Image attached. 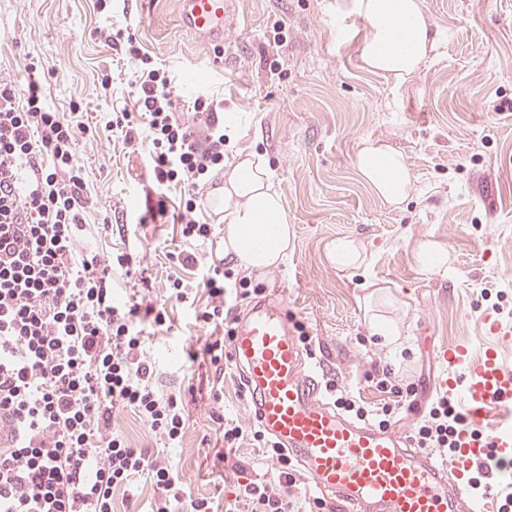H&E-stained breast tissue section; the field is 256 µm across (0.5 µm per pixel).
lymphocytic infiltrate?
<instances>
[{
  "instance_id": "obj_1",
  "label": "lymphocytic infiltrate",
  "mask_w": 512,
  "mask_h": 512,
  "mask_svg": "<svg viewBox=\"0 0 512 512\" xmlns=\"http://www.w3.org/2000/svg\"><path fill=\"white\" fill-rule=\"evenodd\" d=\"M137 67V113L114 112L107 127L129 144L144 143L158 190L180 189V224L184 242L210 239L212 227L195 214L199 187L223 169L226 153L223 102L197 98L191 116L179 112L174 80L154 66L134 35L123 43ZM26 90L0 75V512H112V494L148 476L157 493L153 512H219L213 499L191 497L169 459L149 448L131 447L113 427L125 411L136 414L163 447H179L188 414L181 395L161 393L145 350V324L166 326L165 305L116 300L112 274L122 269L138 279L141 270L131 253L101 256L84 244L86 236L114 231L111 216L90 224L94 206L79 140L98 135L79 110H51L45 103L35 63H26ZM176 266L194 270L193 279L169 280L167 299L194 304L207 296L199 319L211 327L202 352L221 399L224 366L239 302L262 295L263 287L234 279L221 259L201 260L174 250ZM394 403L370 411L338 395L336 377L324 390L338 408L356 418L373 419L386 429L415 395L386 368L376 383ZM469 423L448 394H440L417 425L416 447L454 458ZM223 440L233 446L251 439L275 462L271 478L238 480L237 499L251 512H292L290 497L300 480L288 453L260 428L225 421Z\"/></svg>"
}]
</instances>
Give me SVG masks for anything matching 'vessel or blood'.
Masks as SVG:
<instances>
[{"label":"vessel or blood","mask_w":512,"mask_h":512,"mask_svg":"<svg viewBox=\"0 0 512 512\" xmlns=\"http://www.w3.org/2000/svg\"><path fill=\"white\" fill-rule=\"evenodd\" d=\"M235 0H181L184 27L205 44H223ZM286 301L250 305L236 323L227 349L261 429L293 455L312 489L346 512H476L470 473L495 451L489 491L512 485V369L502 348H485L475 364L459 344L445 356L443 386L461 395L475 426L492 421L484 437L462 436L453 464L412 447L408 421L423 402L406 408L405 424L380 429L336 412L320 397L316 371L291 327Z\"/></svg>","instance_id":"obj_1"}]
</instances>
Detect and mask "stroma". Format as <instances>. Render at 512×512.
I'll return each instance as SVG.
<instances>
[{
	"label": "stroma",
	"instance_id": "35a3bbf8",
	"mask_svg": "<svg viewBox=\"0 0 512 512\" xmlns=\"http://www.w3.org/2000/svg\"><path fill=\"white\" fill-rule=\"evenodd\" d=\"M424 3L437 49L401 81L364 68L365 24L337 15L336 0H236L235 38L219 62L183 26L179 0H108L103 10L96 0H0V72L25 86L29 54L49 71L52 110L78 102L92 116L133 111L136 65L100 38L110 27L133 34L172 74L180 104L215 96L239 113L230 146L273 173L290 224L286 261L250 279L265 298L286 297L314 337L319 372L336 373L343 389L379 407L393 400L373 382L383 368L404 366L421 388L436 383L440 350L463 343L478 357L491 338L486 315L512 331V0ZM278 20L287 40L276 78L265 56ZM366 139L404 153L413 189L402 203L379 199L361 179L355 159ZM77 151L102 208L128 213L125 235L88 244L138 256L149 280L137 295L160 303L168 277L190 278L167 258L178 246L223 254L224 227L209 204L197 214L214 227L202 244H184L176 223L138 224L149 190L143 151L104 129ZM339 236L364 248L365 271L343 273L330 262L327 246ZM429 239L447 250L446 271L416 263ZM380 295L391 300L380 313L399 333L392 344L371 324ZM205 300L173 305L170 329L148 328L147 356L161 391L193 395L186 434L168 451L189 493L217 498L222 512H249L232 495L236 473L212 468L219 423L205 370L188 358L207 334L197 319Z\"/></svg>",
	"mask_w": 512,
	"mask_h": 512
}]
</instances>
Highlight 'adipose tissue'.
Instances as JSON below:
<instances>
[{
	"mask_svg": "<svg viewBox=\"0 0 512 512\" xmlns=\"http://www.w3.org/2000/svg\"><path fill=\"white\" fill-rule=\"evenodd\" d=\"M338 11L358 15L367 35L361 45L366 69L398 80L419 72L436 48L424 0H338ZM356 168L385 202H403L412 179L402 153L385 143L364 141ZM224 206V254L246 270H268L288 255V215L270 173L255 156L224 170V188L215 195Z\"/></svg>",
	"mask_w": 512,
	"mask_h": 512,
	"instance_id": "adipose-tissue-1",
	"label": "adipose tissue"
}]
</instances>
